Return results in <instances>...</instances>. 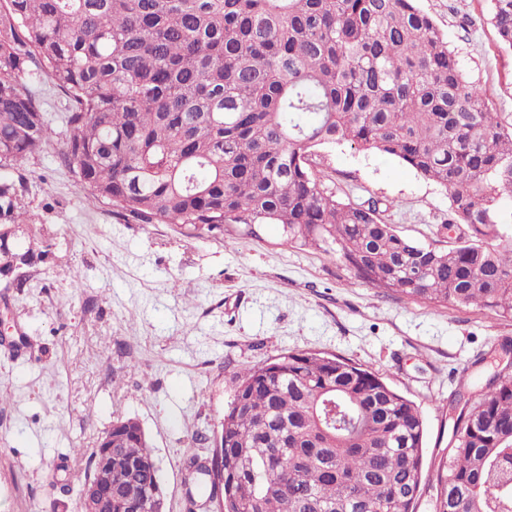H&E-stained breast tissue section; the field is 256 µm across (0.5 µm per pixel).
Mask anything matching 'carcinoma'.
Returning a JSON list of instances; mask_svg holds the SVG:
<instances>
[{"label": "carcinoma", "instance_id": "obj_1", "mask_svg": "<svg viewBox=\"0 0 512 512\" xmlns=\"http://www.w3.org/2000/svg\"><path fill=\"white\" fill-rule=\"evenodd\" d=\"M417 0H7L0 15V272L32 266L23 165L55 137L21 82L33 64L70 99L60 159L138 224L208 232L278 224L339 246L355 278L403 297L512 317V123L490 112ZM512 48V0H490ZM399 159L450 199L467 233L425 247L344 203L321 146ZM219 475L186 459L184 512H512V375L460 386L448 450L423 481L424 420L377 373L290 351L236 372ZM112 512L163 507L140 422H112Z\"/></svg>", "mask_w": 512, "mask_h": 512}]
</instances>
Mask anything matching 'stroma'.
I'll list each match as a JSON object with an SVG mask.
<instances>
[{"instance_id": "obj_1", "label": "stroma", "mask_w": 512, "mask_h": 512, "mask_svg": "<svg viewBox=\"0 0 512 512\" xmlns=\"http://www.w3.org/2000/svg\"><path fill=\"white\" fill-rule=\"evenodd\" d=\"M446 35L494 115L512 121V49L488 20L489 0H418ZM57 134L67 97L39 69L23 78ZM52 143L30 158L29 225L43 261L0 281V512H80L70 468L113 421L141 423L161 466L167 512H182L188 448L210 454L242 366L289 350L335 354L377 372L425 422L424 464L447 452L448 398L480 390L481 358L512 343V320L479 307L408 300L356 280L337 247L288 240L280 225L253 234L125 223L80 188ZM315 170L338 199L382 200L402 236L445 249L446 190L398 159L343 144L319 148ZM81 272L72 284L68 269Z\"/></svg>"}]
</instances>
